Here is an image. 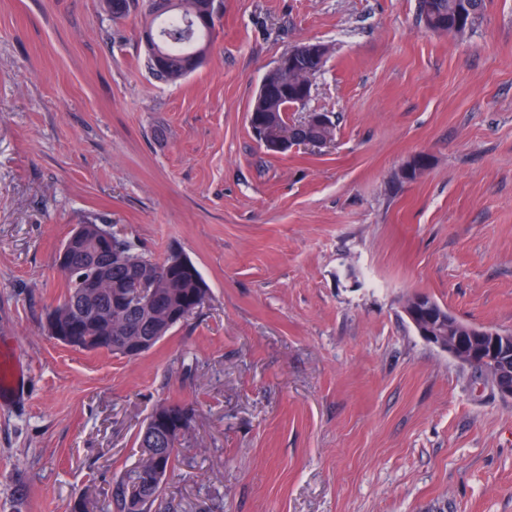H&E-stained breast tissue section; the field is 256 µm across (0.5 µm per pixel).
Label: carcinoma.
Returning <instances> with one entry per match:
<instances>
[{
    "mask_svg": "<svg viewBox=\"0 0 512 512\" xmlns=\"http://www.w3.org/2000/svg\"><path fill=\"white\" fill-rule=\"evenodd\" d=\"M177 8L149 18L146 26L159 24L163 36L161 48L165 57L158 60L146 51L145 65L159 81L174 84L193 73L188 60L198 51L210 50L213 33H187L186 21L197 12L199 0H177ZM485 0H418V18L433 31L462 37L470 25L482 15ZM319 60H304L298 66L274 67L267 72L276 84L278 99L271 104L252 101L250 108L265 125L270 136L288 131V112L303 82H310L320 73ZM303 137H321L333 141L335 126L316 128L303 125L297 129ZM84 237L71 251L72 268L60 273L67 292L59 317L63 335L57 340L87 351H107L127 356L122 345L133 339L153 348L179 323L203 307L208 297L198 269L191 260L186 267L168 271L166 263L152 259L105 224L83 225ZM98 251L101 261L110 264L112 287L86 293L79 279L84 275V257ZM165 420L167 431L154 445L139 432L141 448L137 464L126 470L117 481L115 502L118 512H158L162 509L165 479L176 460V452L191 429L193 410L177 402L161 403L153 411Z\"/></svg>",
    "mask_w": 512,
    "mask_h": 512,
    "instance_id": "carcinoma-1",
    "label": "carcinoma"
}]
</instances>
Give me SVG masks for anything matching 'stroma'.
<instances>
[{"instance_id": "obj_1", "label": "stroma", "mask_w": 512, "mask_h": 512, "mask_svg": "<svg viewBox=\"0 0 512 512\" xmlns=\"http://www.w3.org/2000/svg\"><path fill=\"white\" fill-rule=\"evenodd\" d=\"M141 27L0 0V336L31 372L0 409V512H102L166 400L194 410L166 512H512V399L402 310L512 332V0L457 39L417 0H222L176 85ZM306 41L331 48L307 107L335 139L271 155L249 105ZM80 224L182 252L207 302L136 359L52 338Z\"/></svg>"}]
</instances>
